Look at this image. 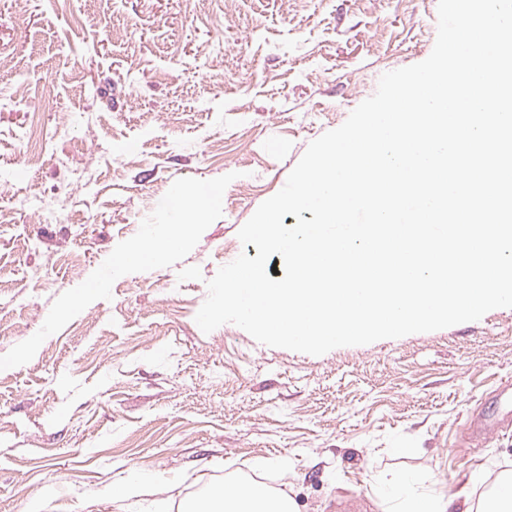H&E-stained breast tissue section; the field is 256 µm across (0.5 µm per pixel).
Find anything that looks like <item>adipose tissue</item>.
Masks as SVG:
<instances>
[{
    "label": "adipose tissue",
    "instance_id": "ef3b65f1",
    "mask_svg": "<svg viewBox=\"0 0 512 512\" xmlns=\"http://www.w3.org/2000/svg\"><path fill=\"white\" fill-rule=\"evenodd\" d=\"M222 200L221 188L210 183L197 186L193 194L172 196L171 210L184 217L179 235H186L202 213L218 209ZM478 479L475 473L465 476L445 495L408 496L402 512H449L456 503L463 504L465 512H512V480L501 481L503 493L499 499L477 504L473 501V488ZM184 512H298V509L293 498L269 494L261 484L227 481L213 485L205 497L186 503Z\"/></svg>",
    "mask_w": 512,
    "mask_h": 512
}]
</instances>
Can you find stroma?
I'll return each mask as SVG.
<instances>
[{
    "instance_id": "1",
    "label": "stroma",
    "mask_w": 512,
    "mask_h": 512,
    "mask_svg": "<svg viewBox=\"0 0 512 512\" xmlns=\"http://www.w3.org/2000/svg\"><path fill=\"white\" fill-rule=\"evenodd\" d=\"M437 8L0 0V512L49 483L45 512H180L252 477L300 512L361 494L396 512L471 472L485 496L512 475V429L479 453L467 439L512 380V308L321 356L195 321L218 269L256 256L238 231L309 143L430 55ZM204 181L223 183L220 208L154 263L114 267L167 234L159 200ZM132 472L152 493L113 501Z\"/></svg>"
}]
</instances>
